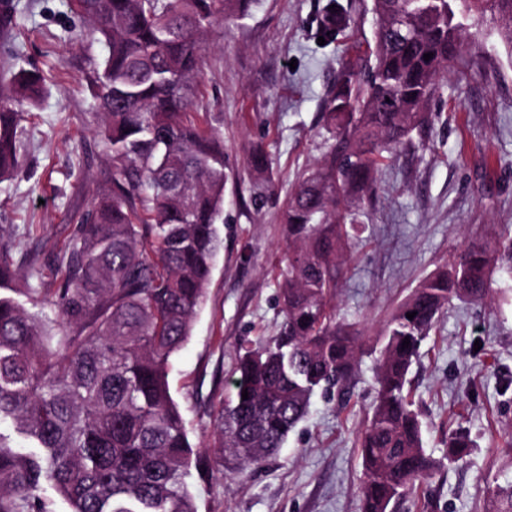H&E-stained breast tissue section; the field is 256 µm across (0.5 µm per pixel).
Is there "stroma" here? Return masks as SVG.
<instances>
[{
	"label": "stroma",
	"mask_w": 512,
	"mask_h": 512,
	"mask_svg": "<svg viewBox=\"0 0 512 512\" xmlns=\"http://www.w3.org/2000/svg\"><path fill=\"white\" fill-rule=\"evenodd\" d=\"M0 34V82L38 69L45 93L25 112L21 166L0 180V252L17 287L50 282L71 224L111 175L90 89L102 45L77 43L84 28L67 0H12ZM327 0H255L249 16L211 29L192 111L224 139L223 246L189 342L174 359L171 391L193 447L213 435L212 411L232 393L241 345L278 334L279 272L288 250L280 216L298 176L323 152L322 100L345 48L317 42ZM467 65L448 75L431 123L383 168L348 245L349 273L337 319L364 335L350 400L316 394L307 417L250 477L234 461L192 492L198 512H360L364 480L357 439L375 396L373 367L385 326L424 279L473 239L512 231V47L490 18L472 21ZM263 148L273 184L250 202L247 158ZM436 474L396 512H485L493 489L512 481V276L498 273L490 300L457 301L424 341L408 375ZM475 439L464 463L447 459L448 432Z\"/></svg>",
	"instance_id": "35a3bbf8"
}]
</instances>
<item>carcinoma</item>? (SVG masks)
Listing matches in <instances>:
<instances>
[{
  "label": "carcinoma",
  "instance_id": "carcinoma-1",
  "mask_svg": "<svg viewBox=\"0 0 512 512\" xmlns=\"http://www.w3.org/2000/svg\"><path fill=\"white\" fill-rule=\"evenodd\" d=\"M330 3L336 9L324 8L317 23L328 44L347 25ZM253 4L70 0L106 48L91 89L112 177L72 225L49 286L16 288V271L0 263V424L26 443L0 432V512H48L45 484L72 512H197L193 475L209 477L228 457L241 473L262 466L317 391L341 390L355 373L362 342L336 321L335 305L346 227L359 223L384 162L427 124L426 104L463 58L464 21L491 14L512 47V0H371L372 40L339 61L324 96V153L282 213L284 322L278 335L242 347L234 392L214 414L211 457L192 448L169 385L204 302L228 180L223 141L189 109L207 32ZM43 90L44 78L24 70L0 87V179L19 166L23 112ZM249 170L258 209L272 184L263 150L251 152ZM492 260L488 244L468 243L388 322L359 435L361 512H393L432 478L408 374L445 307L487 299ZM474 445L466 428L449 431L448 460ZM486 512H512V483L496 487Z\"/></svg>",
  "mask_w": 512,
  "mask_h": 512
}]
</instances>
